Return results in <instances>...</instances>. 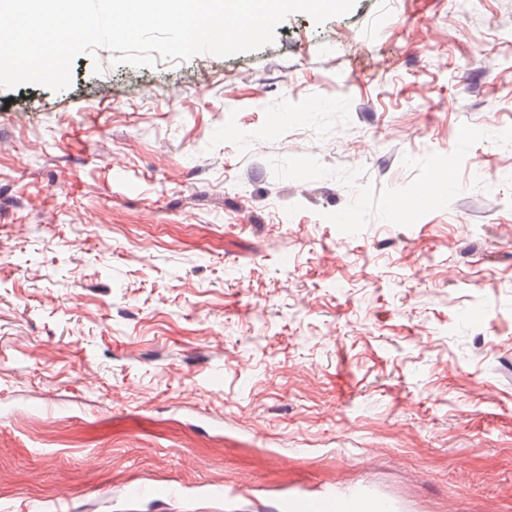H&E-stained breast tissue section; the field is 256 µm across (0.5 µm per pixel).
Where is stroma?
Segmentation results:
<instances>
[{
    "label": "stroma",
    "mask_w": 512,
    "mask_h": 512,
    "mask_svg": "<svg viewBox=\"0 0 512 512\" xmlns=\"http://www.w3.org/2000/svg\"><path fill=\"white\" fill-rule=\"evenodd\" d=\"M275 32L0 88V512H512V0ZM273 512H402L400 502L370 485L349 489L292 488L280 495Z\"/></svg>",
    "instance_id": "35a3bbf8"
}]
</instances>
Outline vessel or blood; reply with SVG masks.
Masks as SVG:
<instances>
[{
  "mask_svg": "<svg viewBox=\"0 0 512 512\" xmlns=\"http://www.w3.org/2000/svg\"><path fill=\"white\" fill-rule=\"evenodd\" d=\"M400 502L370 485L349 489L292 488L272 512H402Z\"/></svg>",
  "mask_w": 512,
  "mask_h": 512,
  "instance_id": "b4317fda",
  "label": "vessel or blood"
}]
</instances>
